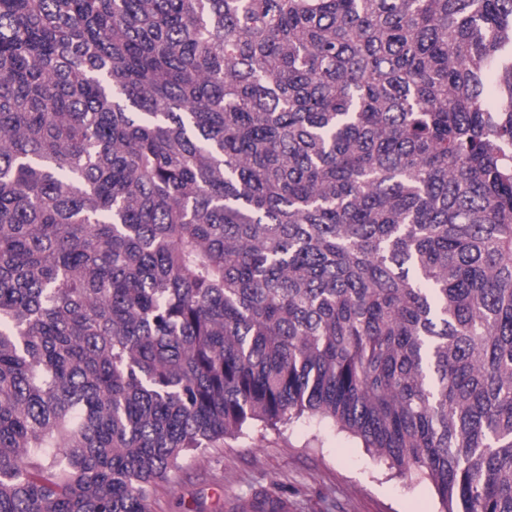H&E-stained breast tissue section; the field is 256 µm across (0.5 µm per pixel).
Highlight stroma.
<instances>
[{
  "mask_svg": "<svg viewBox=\"0 0 512 512\" xmlns=\"http://www.w3.org/2000/svg\"><path fill=\"white\" fill-rule=\"evenodd\" d=\"M443 512L432 485L397 474L327 419L255 426L188 457L158 489L154 512Z\"/></svg>",
  "mask_w": 512,
  "mask_h": 512,
  "instance_id": "35a3bbf8",
  "label": "stroma"
}]
</instances>
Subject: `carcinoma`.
Here are the masks:
<instances>
[{
    "label": "carcinoma",
    "instance_id": "cac0c4a2",
    "mask_svg": "<svg viewBox=\"0 0 512 512\" xmlns=\"http://www.w3.org/2000/svg\"><path fill=\"white\" fill-rule=\"evenodd\" d=\"M305 413L512 512V0H0V512Z\"/></svg>",
    "mask_w": 512,
    "mask_h": 512
}]
</instances>
